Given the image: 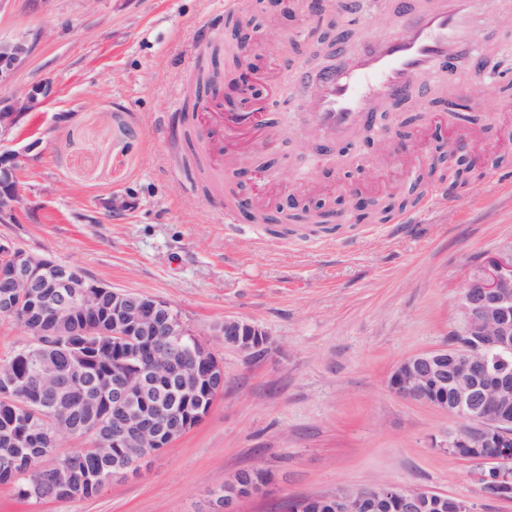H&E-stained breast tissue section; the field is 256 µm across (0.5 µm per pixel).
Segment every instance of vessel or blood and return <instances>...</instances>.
<instances>
[{"mask_svg": "<svg viewBox=\"0 0 512 512\" xmlns=\"http://www.w3.org/2000/svg\"><path fill=\"white\" fill-rule=\"evenodd\" d=\"M475 0H421L404 9L407 36L382 35L349 55L335 58L302 90L311 114V132L328 146L350 140L370 127L382 107L416 100L419 78L467 58ZM215 149L216 165L233 167L225 140L273 123L262 112L201 113Z\"/></svg>", "mask_w": 512, "mask_h": 512, "instance_id": "vessel-or-blood-1", "label": "vessel or blood"}]
</instances>
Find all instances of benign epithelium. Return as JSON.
Masks as SVG:
<instances>
[{"label":"benign epithelium","instance_id":"benign-epithelium-1","mask_svg":"<svg viewBox=\"0 0 512 512\" xmlns=\"http://www.w3.org/2000/svg\"><path fill=\"white\" fill-rule=\"evenodd\" d=\"M31 54L32 46L24 39L0 40V82L25 67ZM222 86L225 104L243 109L257 105L256 82L250 71L241 70L235 81ZM49 94L45 83L0 97V146L11 142L15 130ZM28 161L26 147L0 150V224L19 223L27 201L19 171ZM1 258L9 263L0 268V279L11 288L24 289L29 304L26 318L31 320L28 333L47 348L54 344L44 339L41 322L31 316L43 293L56 294L59 323H68L86 310L112 308V330L86 331L69 346V355L77 364H84L88 348L99 345L102 336L112 337L115 363L124 365L132 360L129 343L133 336H167L178 347L183 337L194 335L162 300L115 290L88 279L74 265L33 255L9 240L0 239ZM455 315V339L402 359L390 375L389 388L398 397L425 403L452 417L455 426L448 429L439 447L479 466L483 497L512 500V366L507 361L512 356V244L471 269L456 297ZM214 335L248 356L269 348L265 331L237 318H225L214 327ZM184 358L195 366L196 382L181 380L173 391V402L153 388L154 370L139 369L132 375L119 371L96 375V386L79 400L74 389H61L53 409L69 413L77 403L81 411L89 412L84 427L70 431L72 435L94 438L110 423L116 448L137 446L148 435L154 447L163 449L211 408L218 392L210 383L217 378L224 384V367L206 344H189ZM224 483L234 490L224 492V502L215 504L214 512H238L246 494L256 493L242 470ZM295 503L296 512H385L394 503L400 512H478L472 500L403 485L338 488Z\"/></svg>","mask_w":512,"mask_h":512}]
</instances>
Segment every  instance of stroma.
Here are the masks:
<instances>
[{
  "label": "stroma",
  "instance_id": "stroma-1",
  "mask_svg": "<svg viewBox=\"0 0 512 512\" xmlns=\"http://www.w3.org/2000/svg\"><path fill=\"white\" fill-rule=\"evenodd\" d=\"M338 2L347 49L376 26H402L383 0ZM222 9L219 0H0V39L23 36L33 47L0 97L54 87L18 130L31 148L21 172L28 209L22 223L0 224V238L166 302L224 366L208 414L137 473L68 501L22 500L0 485V512H211V490L245 468L271 482L240 512H286L295 498L388 484L512 512V501L482 498L473 463L438 447L452 419L388 388L401 359L447 344L472 266L512 243V40L503 38L512 6L479 0L471 50L487 64L456 77L470 107L451 115L439 98L400 112L411 132L401 149L385 143L361 162L315 163L309 113L269 93L283 133L246 139L241 153L268 169L244 178L236 195L262 209L292 193L334 203L344 218L331 231L298 223L282 236L226 230L187 148L201 135H185L173 97L200 51L227 37ZM233 15L255 17L253 52L269 84L287 57L306 53L310 12L294 19L267 0H237ZM464 126L475 130L477 180L453 190L435 182L428 208H399L413 187L403 162L427 171L439 132L453 140ZM347 185L394 203L385 233L339 202ZM227 317L264 329L269 351L249 358L225 347L212 328Z\"/></svg>",
  "mask_w": 512,
  "mask_h": 512
}]
</instances>
